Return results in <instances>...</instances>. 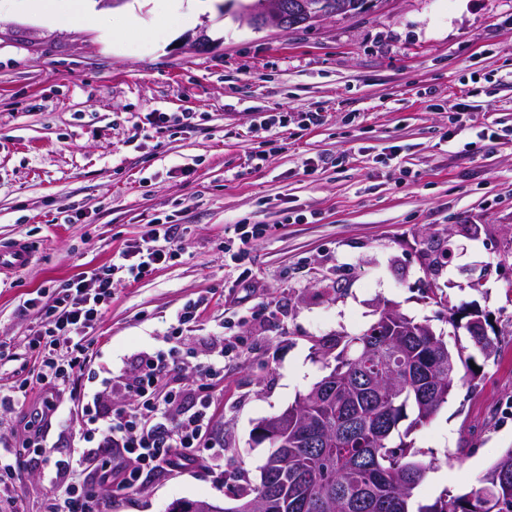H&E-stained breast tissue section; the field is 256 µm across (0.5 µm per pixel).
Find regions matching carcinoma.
I'll return each instance as SVG.
<instances>
[{
  "label": "carcinoma",
  "instance_id": "obj_1",
  "mask_svg": "<svg viewBox=\"0 0 512 512\" xmlns=\"http://www.w3.org/2000/svg\"><path fill=\"white\" fill-rule=\"evenodd\" d=\"M489 323L463 328L484 359L497 355ZM330 393L306 399L300 416L268 442L259 482L237 506L253 512H512V448L477 487L413 508L431 463L401 442L399 425L425 424L457 384L476 386L472 356L448 347L423 322L385 306L367 330L336 340Z\"/></svg>",
  "mask_w": 512,
  "mask_h": 512
}]
</instances>
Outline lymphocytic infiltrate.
Segmentation results:
<instances>
[{"instance_id":"1","label":"lymphocytic infiltrate","mask_w":512,"mask_h":512,"mask_svg":"<svg viewBox=\"0 0 512 512\" xmlns=\"http://www.w3.org/2000/svg\"><path fill=\"white\" fill-rule=\"evenodd\" d=\"M176 235V225L152 220L140 239L119 251L110 265L69 280L28 342L36 354V379H16L0 387L1 407L25 404L33 385L44 388L42 407L26 425L37 435L43 421L59 409L56 392L70 390L80 405L82 420L70 432L77 447L72 477L64 491L50 497L49 512H98L87 489L91 477L112 488L133 489L143 471L190 466L195 462V448L209 432L218 396L212 383L224 377L223 357L196 363V372L208 384L195 394L188 412L181 409L186 391L175 383V373L184 363L173 351L140 359L124 385L137 399L134 408L99 411L97 396L85 395L75 385L95 355L85 338L110 302L115 283L121 279L140 281L168 262L170 252L165 244ZM60 345L65 346V355L55 354Z\"/></svg>"}]
</instances>
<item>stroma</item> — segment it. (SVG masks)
<instances>
[{
  "label": "stroma",
  "mask_w": 512,
  "mask_h": 512,
  "mask_svg": "<svg viewBox=\"0 0 512 512\" xmlns=\"http://www.w3.org/2000/svg\"><path fill=\"white\" fill-rule=\"evenodd\" d=\"M123 0L140 32L50 23L0 0V252L31 250L0 273V384L36 371L27 338L54 289L109 265L151 219L178 226L179 254L115 285L89 338L87 392L171 347L234 344L224 389L191 469L136 489H100L108 512H168L177 499L232 506L268 455L254 429L327 375L321 345L363 332L383 305L428 322L448 343L449 314L476 308L499 341L476 390L458 387L407 437L432 474L415 500L478 485L512 448V0H382L357 14L283 31L219 10ZM206 31L205 46L188 35ZM154 112L194 125L151 124ZM261 224L241 264L224 263L234 223ZM455 247L428 272L430 251ZM208 305L170 334L188 301ZM0 409L20 453L0 512H46L66 483L67 427L42 453L25 423L40 405ZM31 262L29 250L23 245L18 244L10 251L0 254V271L4 269L25 268Z\"/></svg>",
  "instance_id": "35a3bbf8"
}]
</instances>
